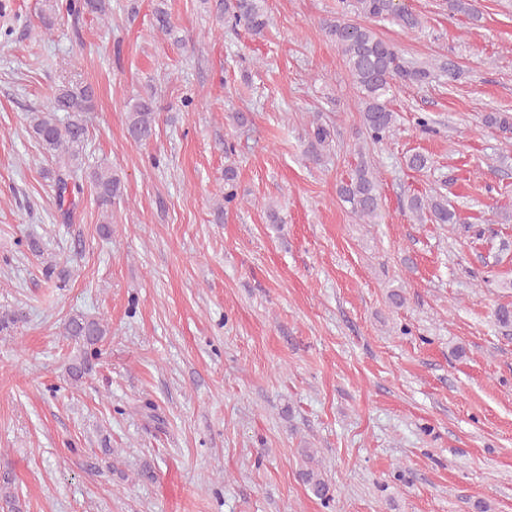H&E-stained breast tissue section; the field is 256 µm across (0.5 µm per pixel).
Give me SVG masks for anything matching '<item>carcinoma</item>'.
<instances>
[{"label": "carcinoma", "instance_id": "cac0c4a2", "mask_svg": "<svg viewBox=\"0 0 512 512\" xmlns=\"http://www.w3.org/2000/svg\"><path fill=\"white\" fill-rule=\"evenodd\" d=\"M358 9L371 20H390L406 30L421 25L418 16L400 7L395 0H356ZM66 12L78 15L83 12L108 15V0H67ZM218 18L232 26H242L253 35H261L271 25V16L265 0H224L217 5ZM154 25L158 32L173 39L177 46L183 39L175 36L166 9L156 7ZM325 31L335 43L351 75L358 96L359 112L366 139L373 145L387 140L394 131L396 116L390 99L397 89L410 83H423L433 76V65H422L400 56L394 47L380 38L368 25L354 24L338 16L325 22ZM94 89L90 85L64 83L58 86L44 110L30 112L29 128L44 153L54 159V167L46 171L51 182L59 215L65 224L71 223L76 207V197L83 194L84 182H89L96 202L103 212H108L112 202L121 196L120 178L112 167L90 168L83 162V150L88 140L87 112L92 109ZM159 112L153 98H139L130 107L126 131L136 143L147 142L156 133ZM484 123L504 133H512V115L506 112H489ZM310 154L319 157L322 148L332 141L331 129L314 120L308 131ZM343 207L350 214L364 221L373 222L382 207L379 186L370 165L360 161L348 177L340 181L336 190ZM407 209L417 221L433 224H459L461 219L455 208L448 204V197L440 193L414 194L407 201ZM67 335L79 341L89 354L80 363L70 367L74 379H81L89 370L90 356L98 350L95 346L106 335L105 326L96 319L76 317L65 327ZM303 479L314 496L325 502L332 497L331 486L321 473L310 469L303 472Z\"/></svg>", "mask_w": 512, "mask_h": 512}]
</instances>
